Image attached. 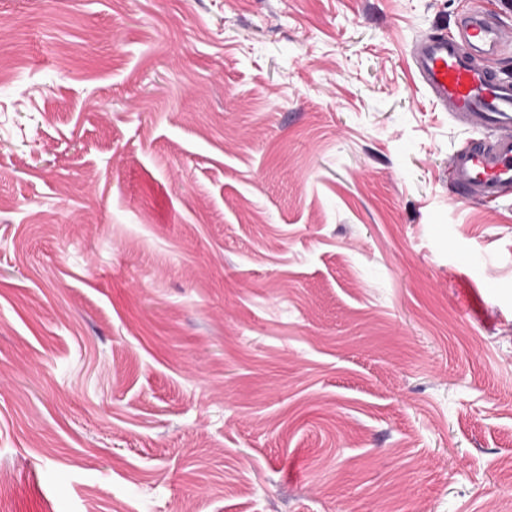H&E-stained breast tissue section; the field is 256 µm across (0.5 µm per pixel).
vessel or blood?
<instances>
[{"mask_svg":"<svg viewBox=\"0 0 512 512\" xmlns=\"http://www.w3.org/2000/svg\"><path fill=\"white\" fill-rule=\"evenodd\" d=\"M511 40L512 32L476 12L462 19L459 38L422 36L408 51L420 83L448 114L485 134L451 157L454 192L462 200L494 201L512 187V82L472 62L477 53L496 56Z\"/></svg>","mask_w":512,"mask_h":512,"instance_id":"obj_1","label":"vessel or blood"}]
</instances>
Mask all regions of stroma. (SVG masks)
Masks as SVG:
<instances>
[{"mask_svg":"<svg viewBox=\"0 0 512 512\" xmlns=\"http://www.w3.org/2000/svg\"><path fill=\"white\" fill-rule=\"evenodd\" d=\"M512 0H0V512H512V188L419 36Z\"/></svg>","mask_w":512,"mask_h":512,"instance_id":"1","label":"stroma"}]
</instances>
